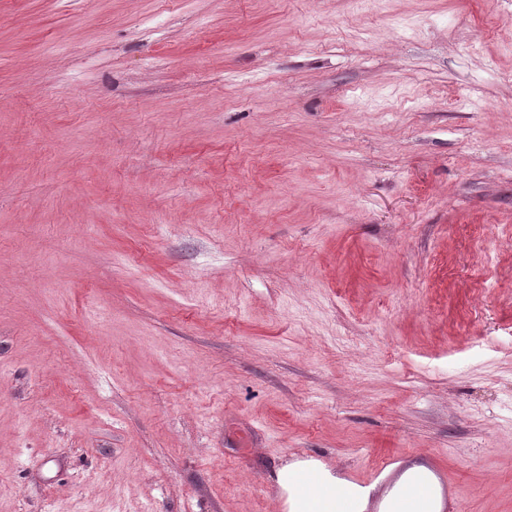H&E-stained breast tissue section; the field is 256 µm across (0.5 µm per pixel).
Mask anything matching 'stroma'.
<instances>
[{
  "instance_id": "obj_1",
  "label": "stroma",
  "mask_w": 512,
  "mask_h": 512,
  "mask_svg": "<svg viewBox=\"0 0 512 512\" xmlns=\"http://www.w3.org/2000/svg\"><path fill=\"white\" fill-rule=\"evenodd\" d=\"M386 454L512 512V0H0V512Z\"/></svg>"
}]
</instances>
